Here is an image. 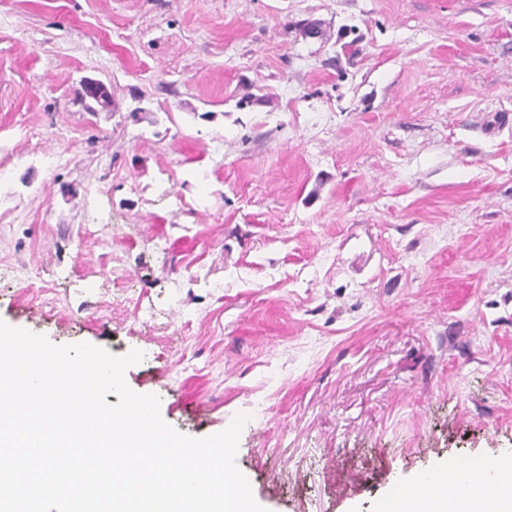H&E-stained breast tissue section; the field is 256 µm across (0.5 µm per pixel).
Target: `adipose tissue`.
Returning <instances> with one entry per match:
<instances>
[{"label": "adipose tissue", "instance_id": "adipose-tissue-1", "mask_svg": "<svg viewBox=\"0 0 512 512\" xmlns=\"http://www.w3.org/2000/svg\"><path fill=\"white\" fill-rule=\"evenodd\" d=\"M512 478V464L503 463L496 471L494 482L503 484L501 493L493 496L462 494H441L416 497L412 504L403 499L387 497L381 504L380 512H512V489L504 482Z\"/></svg>", "mask_w": 512, "mask_h": 512}]
</instances>
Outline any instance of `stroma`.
Wrapping results in <instances>:
<instances>
[{
    "instance_id": "35a3bbf8",
    "label": "stroma",
    "mask_w": 512,
    "mask_h": 512,
    "mask_svg": "<svg viewBox=\"0 0 512 512\" xmlns=\"http://www.w3.org/2000/svg\"><path fill=\"white\" fill-rule=\"evenodd\" d=\"M0 319L267 512L512 458V0H0Z\"/></svg>"
}]
</instances>
